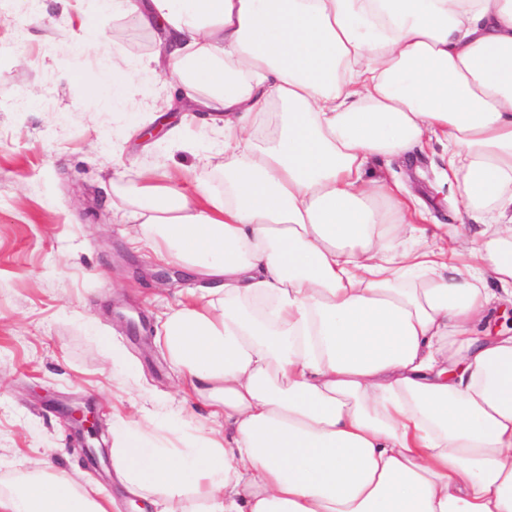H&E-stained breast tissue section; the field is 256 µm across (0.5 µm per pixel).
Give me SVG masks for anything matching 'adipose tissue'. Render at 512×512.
<instances>
[{"instance_id": "ef3b65f1", "label": "adipose tissue", "mask_w": 512, "mask_h": 512, "mask_svg": "<svg viewBox=\"0 0 512 512\" xmlns=\"http://www.w3.org/2000/svg\"><path fill=\"white\" fill-rule=\"evenodd\" d=\"M161 26L168 110L211 114L192 191L117 182L115 221L202 288L158 337L215 428L112 434L161 512H512V0H112ZM441 149L450 240L374 161ZM224 172L215 193L209 173ZM194 501L187 509L186 501ZM0 512H108L46 463Z\"/></svg>"}]
</instances>
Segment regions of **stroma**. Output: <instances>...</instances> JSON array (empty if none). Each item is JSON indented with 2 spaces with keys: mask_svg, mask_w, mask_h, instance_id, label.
<instances>
[{
  "mask_svg": "<svg viewBox=\"0 0 512 512\" xmlns=\"http://www.w3.org/2000/svg\"><path fill=\"white\" fill-rule=\"evenodd\" d=\"M91 16L90 0H0V486L25 461L43 460L95 487L117 512H133L136 497L112 467L94 468L79 453L59 407L94 404L107 445L142 407L166 414L175 436L211 427L209 408L155 335L198 281L190 274L162 285L166 263L113 223L119 200L108 177L145 170L186 186L199 158L170 149L168 132L203 147L215 124L203 112L150 113L165 91L163 66L142 67L158 50V28L108 19L97 29L106 44L97 57L83 49ZM64 40L66 53L57 49ZM91 70L94 81L82 83ZM118 71L136 75V93L115 81ZM148 118L158 137L126 138L128 124ZM376 169L408 185L425 227L456 224L457 193L437 186V149Z\"/></svg>",
  "mask_w": 512,
  "mask_h": 512,
  "instance_id": "1",
  "label": "stroma"
}]
</instances>
